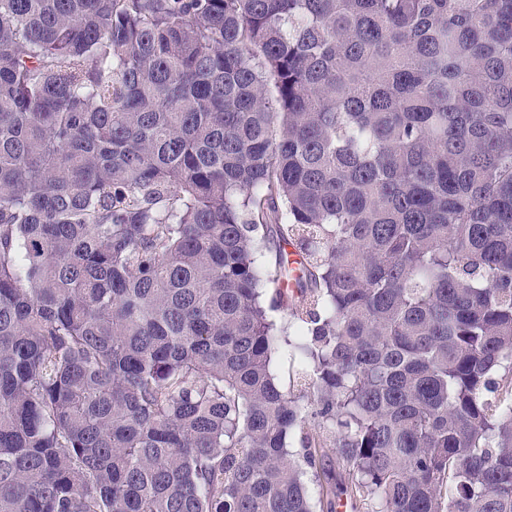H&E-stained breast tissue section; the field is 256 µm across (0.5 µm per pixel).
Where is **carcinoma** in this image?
<instances>
[{
    "label": "carcinoma",
    "instance_id": "1",
    "mask_svg": "<svg viewBox=\"0 0 512 512\" xmlns=\"http://www.w3.org/2000/svg\"><path fill=\"white\" fill-rule=\"evenodd\" d=\"M341 495L512 512V0H0V512Z\"/></svg>",
    "mask_w": 512,
    "mask_h": 512
}]
</instances>
